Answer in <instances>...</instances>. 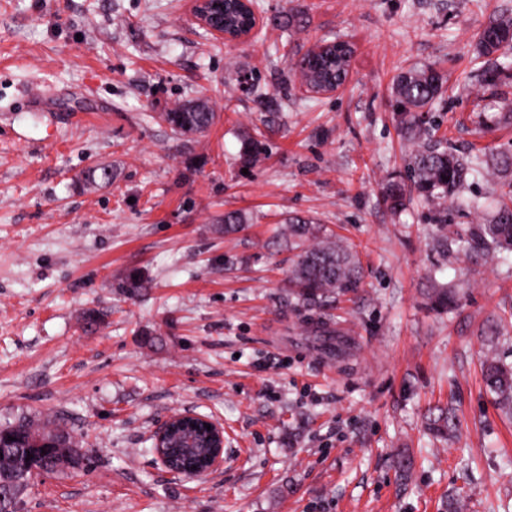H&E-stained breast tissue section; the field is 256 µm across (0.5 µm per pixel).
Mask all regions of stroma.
<instances>
[{"label": "stroma", "mask_w": 512, "mask_h": 512, "mask_svg": "<svg viewBox=\"0 0 512 512\" xmlns=\"http://www.w3.org/2000/svg\"><path fill=\"white\" fill-rule=\"evenodd\" d=\"M285 5L305 28L285 27ZM257 10L260 34L227 43L192 0H0V424L54 418L92 455L37 479L21 512H512V416L481 371L491 354L512 364V251L477 262L452 240L439 255L437 205L396 215L380 198L411 151L400 68H441L432 113L455 150L512 148V74L486 82L474 41L512 0ZM336 37L354 48L345 85L305 92L290 60ZM200 96L208 132L158 121ZM250 136L266 153L247 169ZM98 164L116 179L84 187ZM495 192L469 178L449 229ZM231 210L249 222L228 236ZM295 212L356 247L354 294L289 297L277 228ZM132 273L146 291L124 289ZM434 282L456 310L430 308ZM89 309L107 312L91 329ZM446 404L461 433L443 444L423 418ZM184 411L224 426V466L201 479L154 462L151 434Z\"/></svg>", "instance_id": "1"}]
</instances>
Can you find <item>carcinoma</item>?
I'll return each instance as SVG.
<instances>
[{
    "label": "carcinoma",
    "instance_id": "carcinoma-1",
    "mask_svg": "<svg viewBox=\"0 0 512 512\" xmlns=\"http://www.w3.org/2000/svg\"><path fill=\"white\" fill-rule=\"evenodd\" d=\"M224 27H237L244 22L237 0H223ZM477 49L482 56L494 54L503 58L499 67L512 70V15L488 16L477 34ZM353 49L339 42L317 55L305 53L299 72L302 81H340L347 75ZM444 75L435 66H410L393 78L391 94L400 116V134L412 146L408 158L409 181L391 178L381 188L382 202L394 213L407 205V186L427 202L445 206L457 200L465 188L467 176L490 178L498 192V206L492 217L473 224L461 236L466 252L485 261L493 260L502 250L512 251V152L460 155L434 139L439 124L429 116L430 109L443 94ZM160 120L183 136L205 133L215 120V112L206 98L182 102L160 114ZM264 155L262 142L249 138L243 145L244 165L253 166ZM112 168L96 165L84 174L87 184L112 182ZM247 217L239 211L224 213V232L241 230ZM282 235L288 248L295 251L288 275L290 294L309 306H320L330 297L354 292L361 284V266L352 247L328 233L324 226L309 217L293 214ZM428 298L432 307L448 310L457 303L456 293L448 287L435 286ZM484 380L503 406L512 403V368L495 358L484 362ZM427 428L445 438L455 428L454 416L446 408H436L426 418ZM13 440H8V437ZM71 449L72 468H84L91 455L78 448L71 434L57 426H38L25 418L0 425V482L14 489L13 505L22 501L30 485L27 464L45 473L63 468L60 455ZM32 458H27V454Z\"/></svg>",
    "mask_w": 512,
    "mask_h": 512
}]
</instances>
